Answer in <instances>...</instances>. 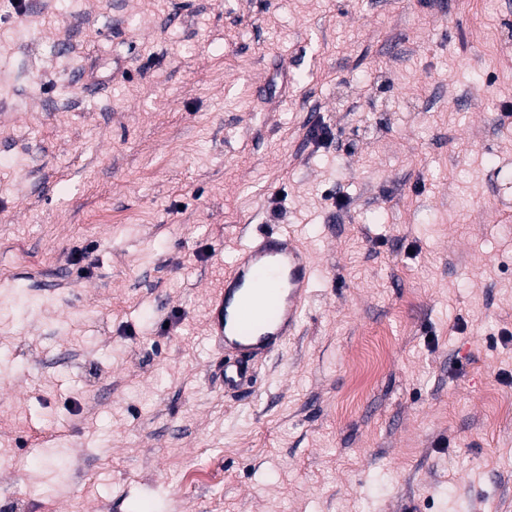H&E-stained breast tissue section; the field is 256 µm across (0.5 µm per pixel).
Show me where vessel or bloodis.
<instances>
[{
    "label": "vessel or blood",
    "mask_w": 512,
    "mask_h": 512,
    "mask_svg": "<svg viewBox=\"0 0 512 512\" xmlns=\"http://www.w3.org/2000/svg\"><path fill=\"white\" fill-rule=\"evenodd\" d=\"M315 263L287 232L253 236L224 271L211 300L210 336L224 356V389L252 385L256 360L280 351L296 332Z\"/></svg>",
    "instance_id": "obj_1"
}]
</instances>
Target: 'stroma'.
I'll return each mask as SVG.
<instances>
[{
    "instance_id": "1",
    "label": "stroma",
    "mask_w": 512,
    "mask_h": 512,
    "mask_svg": "<svg viewBox=\"0 0 512 512\" xmlns=\"http://www.w3.org/2000/svg\"><path fill=\"white\" fill-rule=\"evenodd\" d=\"M274 231L316 275L230 395ZM505 400L512 0H0V512H512ZM315 263L291 233L253 236L224 270L211 300L209 335L224 356V391L251 387L255 361L279 352L296 332Z\"/></svg>"
}]
</instances>
